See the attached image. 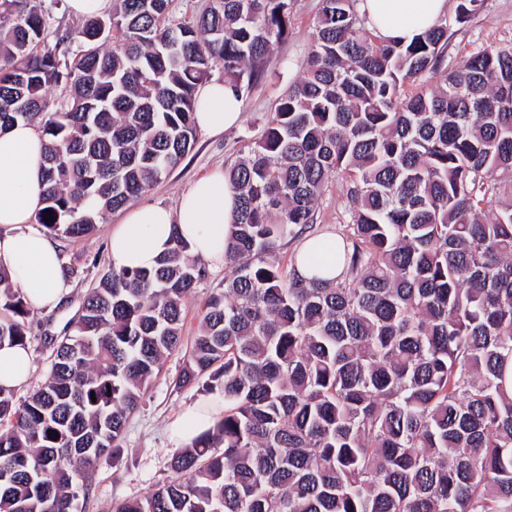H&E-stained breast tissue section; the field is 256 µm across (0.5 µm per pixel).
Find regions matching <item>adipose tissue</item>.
Instances as JSON below:
<instances>
[{"label": "adipose tissue", "instance_id": "ef3b65f1", "mask_svg": "<svg viewBox=\"0 0 512 512\" xmlns=\"http://www.w3.org/2000/svg\"><path fill=\"white\" fill-rule=\"evenodd\" d=\"M367 27L379 37L408 41L436 26L448 11V0H360ZM198 128L220 133L241 121V99L233 86L212 80L197 90ZM45 140L33 125L17 122L0 129V263L10 272L27 302L38 310L56 308L71 293L58 242L35 225L41 207L40 181ZM238 210V194L215 170L199 178L176 206L142 203L113 225L108 256L115 268L149 269L175 239L193 253L223 262L229 224ZM310 237L297 248V268L306 278L336 273L335 253ZM32 352L20 345L0 346V387L15 389L30 374ZM224 410L210 397L186 407L170 426L176 447L207 430Z\"/></svg>", "mask_w": 512, "mask_h": 512}]
</instances>
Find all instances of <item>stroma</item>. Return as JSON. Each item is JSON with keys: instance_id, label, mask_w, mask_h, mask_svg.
<instances>
[{"instance_id": "stroma-1", "label": "stroma", "mask_w": 512, "mask_h": 512, "mask_svg": "<svg viewBox=\"0 0 512 512\" xmlns=\"http://www.w3.org/2000/svg\"><path fill=\"white\" fill-rule=\"evenodd\" d=\"M320 0H295L292 32L285 42L274 45L264 79L242 97L243 120L239 126L219 135L199 133L193 149L180 164L163 177L143 198L167 206L176 205L192 182L216 168H226L247 154L244 131H260L281 96L301 75ZM512 46V0H482L480 8L465 23L448 29L447 68L461 66L471 54L493 47ZM116 210L107 223L92 234L77 240L61 241V253L70 269L72 294L59 308L42 312L31 310L28 346L32 352L28 379L14 391L16 401L25 400L40 385L54 355V337L73 318L87 292L111 262L107 253V237L113 224L123 217ZM207 275L189 294L183 304L184 343H191L200 329L199 311L212 289L222 287L225 267L207 264ZM181 353L166 360L159 377L146 391L139 408L128 418L120 448L119 462L105 457L96 467L90 495L80 502L81 512H110L113 502L146 496L169 474L167 465L175 453L168 435L169 424L185 406L200 401L197 388L175 389L174 380L182 368Z\"/></svg>"}]
</instances>
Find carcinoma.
<instances>
[{"label":"carcinoma","instance_id":"obj_1","mask_svg":"<svg viewBox=\"0 0 512 512\" xmlns=\"http://www.w3.org/2000/svg\"><path fill=\"white\" fill-rule=\"evenodd\" d=\"M356 2L321 0L302 77L224 172L228 273L176 381L224 412L112 512H512V48L450 71L448 20L385 41ZM171 3L112 0L51 47L48 16L0 0V128L46 140L48 235L85 237L159 182L196 143L197 86L220 65L250 91L291 31L294 0L187 22ZM333 181L356 209L336 275L306 279L280 250ZM205 278L179 240L149 271L110 268L41 386L19 404L0 387V512H78ZM29 316L0 265V345H26Z\"/></svg>","mask_w":512,"mask_h":512}]
</instances>
